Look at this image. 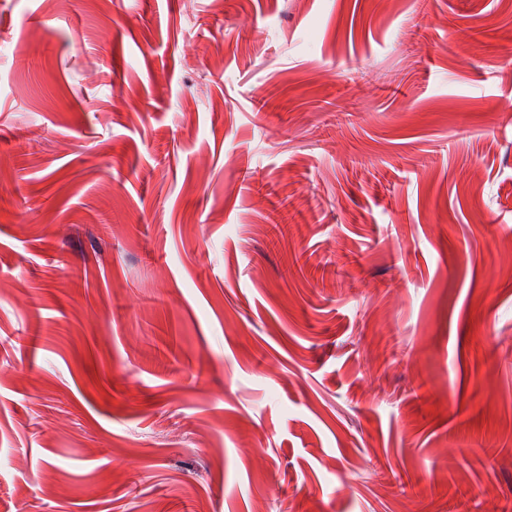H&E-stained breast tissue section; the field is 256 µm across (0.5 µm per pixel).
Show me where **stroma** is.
I'll return each instance as SVG.
<instances>
[{"instance_id": "1", "label": "stroma", "mask_w": 512, "mask_h": 512, "mask_svg": "<svg viewBox=\"0 0 512 512\" xmlns=\"http://www.w3.org/2000/svg\"><path fill=\"white\" fill-rule=\"evenodd\" d=\"M511 106L512 0H0V512H512Z\"/></svg>"}]
</instances>
